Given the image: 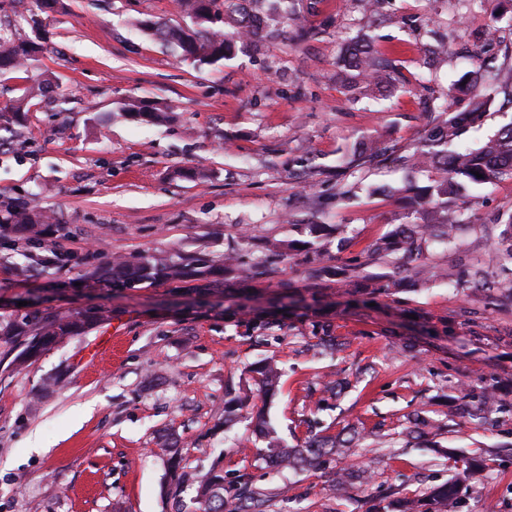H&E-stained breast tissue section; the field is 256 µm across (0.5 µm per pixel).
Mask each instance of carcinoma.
Masks as SVG:
<instances>
[{"label":"carcinoma","mask_w":512,"mask_h":512,"mask_svg":"<svg viewBox=\"0 0 512 512\" xmlns=\"http://www.w3.org/2000/svg\"><path fill=\"white\" fill-rule=\"evenodd\" d=\"M291 2L293 0H178L179 10L190 18L191 25L184 28L162 22L154 26V31L175 45L183 58L201 64H215L233 52L237 41L257 44L268 35L287 32L288 22L298 19L289 6ZM9 4L10 0H0V73L27 70L41 52L38 37L21 33L12 26ZM340 74L347 88L380 95L391 91L395 82L405 80L391 61L365 41H356L345 48L340 59ZM461 81L459 91L471 97L470 123H479L494 100L483 90H496L495 78L477 71L465 73ZM48 88L47 82L32 85L22 98L4 107V111L11 113L16 138L24 137L29 100L46 96ZM124 110L136 112L156 124L170 119L168 109L152 107L136 99L129 100ZM430 112L434 113L435 125L427 142L412 153L398 154L395 162L410 170L429 167L435 170L436 176L428 185L410 183L405 187V192L411 194L414 209L409 221L399 225L394 234L376 241L368 251L373 259L391 268V274L372 277L366 287L387 291L400 287L409 277L425 283L443 277L448 284L468 290L469 298H481L497 288L500 300L512 302V279L492 280L489 277L492 267L512 272V218L505 224L499 235L500 241L485 260L480 259L467 268L450 266L442 271L423 261L429 240L437 239L449 247L455 244L456 232L466 223L457 202L467 197L468 187L512 179V125L503 127L478 149L461 148L458 142L464 128L462 120L453 115V105L443 102L431 108ZM381 151L380 141L367 142L354 150L348 168L364 167ZM51 220V216L36 213L26 205L8 204L0 210V233L7 230L26 244L38 242L43 239L46 224ZM310 236L311 239L303 246L307 252L318 255L324 249L325 225H310ZM232 261L234 257L231 255L224 258L222 265L203 266L172 263L149 256L136 264L117 259L93 275L106 279L114 288H133L145 281L177 280L199 281L203 288H219L223 285L224 267L232 265ZM99 319L101 314L98 312L47 317L33 313L19 319H1L0 341L22 345L15 358L21 366L50 344L80 335ZM257 373L263 388L274 391L278 378L274 365L266 362L257 368ZM503 410L504 404L488 386L476 395L466 392L461 396V412L466 418L493 425L496 423L495 414ZM425 423L426 418L420 412L410 416L403 432L404 439L419 438L421 425ZM355 440L353 435L345 437L339 433L309 440L302 448H288L272 436L266 454L283 460L288 466L311 465L327 453L350 454ZM166 463L169 472L176 477L177 487L198 484L199 512H226L228 507L232 512H263L264 501L249 482L239 483L231 502L224 498L223 474L213 470L197 477L185 470L181 455L172 448L168 450ZM481 473L478 467L465 469L423 495L398 502L396 509L398 512H457L461 488L476 489Z\"/></svg>","instance_id":"carcinoma-1"}]
</instances>
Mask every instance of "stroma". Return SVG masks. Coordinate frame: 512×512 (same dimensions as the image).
<instances>
[{
  "label": "stroma",
  "instance_id": "1",
  "mask_svg": "<svg viewBox=\"0 0 512 512\" xmlns=\"http://www.w3.org/2000/svg\"><path fill=\"white\" fill-rule=\"evenodd\" d=\"M314 35L237 46L214 64L181 60L153 36L161 19L187 24L172 0H57L39 12L46 35L38 72L58 92L33 99L28 140L0 116V195L50 214L58 232L39 247L0 245V315L104 310L84 334L18 366L0 343V512H196L195 487L173 496L163 444L178 439L189 470L222 469L225 486L249 476L267 512H375L445 482L478 449L490 452L480 496L458 512H512V411L497 426L470 420L411 444L322 456L276 471L242 414L265 408L278 438L309 432L397 433L406 415L447 421L463 390L495 385L512 404V307L494 299L466 313L464 289L444 281L369 294L340 292L346 265L406 223L398 190L431 172L380 161L337 175L353 146L380 136L410 152L429 134V105L456 96L469 70L512 75V0H385V20L362 0H295ZM364 38L409 79L378 99H354L337 78L347 41ZM131 98L169 108L153 124L123 109ZM512 123L497 98L466 128L478 148ZM454 248L432 244L428 263L478 259L484 225L512 218V180L473 191ZM336 226L321 264L295 243L292 214ZM237 257L220 288L169 281L114 289L90 268L147 255L175 261ZM264 319L270 328L257 335ZM345 341L322 354L323 330ZM275 358L281 377L265 399L254 363ZM353 380L342 398L326 381ZM358 471L348 493L329 476Z\"/></svg>",
  "mask_w": 512,
  "mask_h": 512
}]
</instances>
